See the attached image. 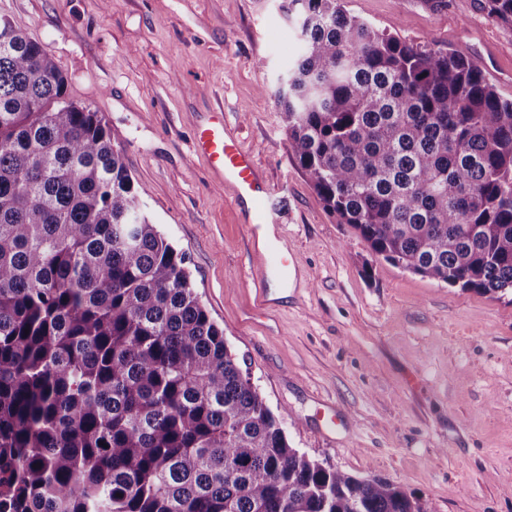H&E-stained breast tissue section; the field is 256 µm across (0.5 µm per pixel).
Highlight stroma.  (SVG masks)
I'll list each match as a JSON object with an SVG mask.
<instances>
[{"label": "stroma", "mask_w": 512, "mask_h": 512, "mask_svg": "<svg viewBox=\"0 0 512 512\" xmlns=\"http://www.w3.org/2000/svg\"><path fill=\"white\" fill-rule=\"evenodd\" d=\"M284 0H0L67 95L101 112L153 224L292 447L399 485L433 512H512V295L371 256L288 149L279 78L298 48ZM401 40L453 49L512 98V28L478 0H342ZM220 112L271 186L307 285L254 308L250 227L193 142ZM335 410L337 425L324 416Z\"/></svg>", "instance_id": "1"}]
</instances>
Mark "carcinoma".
<instances>
[{
	"instance_id": "obj_1",
	"label": "carcinoma",
	"mask_w": 512,
	"mask_h": 512,
	"mask_svg": "<svg viewBox=\"0 0 512 512\" xmlns=\"http://www.w3.org/2000/svg\"><path fill=\"white\" fill-rule=\"evenodd\" d=\"M512 27V0H479ZM275 96L338 223L423 278L512 290V100L340 0H287ZM0 512H428L290 445L143 209L104 117L0 20Z\"/></svg>"
}]
</instances>
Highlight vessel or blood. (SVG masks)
Returning <instances> with one entry per match:
<instances>
[{
    "label": "vessel or blood",
    "instance_id": "obj_1",
    "mask_svg": "<svg viewBox=\"0 0 512 512\" xmlns=\"http://www.w3.org/2000/svg\"><path fill=\"white\" fill-rule=\"evenodd\" d=\"M195 150L209 163L219 182L231 190L257 247L256 275L258 308L279 303L271 283L280 289L298 290L305 284L303 271L294 257L285 253L282 238L269 212L271 190L260 176L252 154L240 144L236 132L223 120L201 125L195 135Z\"/></svg>",
    "mask_w": 512,
    "mask_h": 512
}]
</instances>
